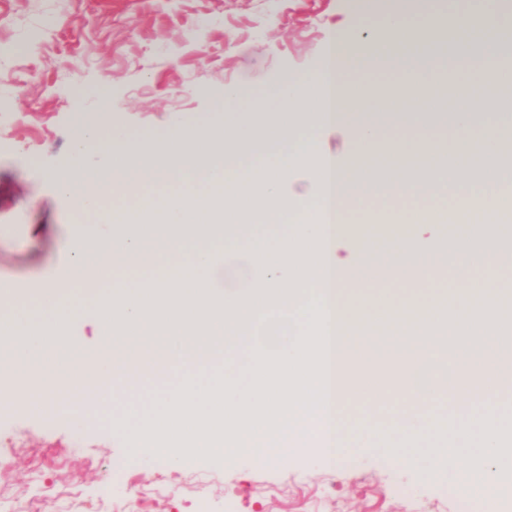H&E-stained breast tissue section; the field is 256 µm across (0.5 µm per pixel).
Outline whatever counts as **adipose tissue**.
Returning a JSON list of instances; mask_svg holds the SVG:
<instances>
[{
    "mask_svg": "<svg viewBox=\"0 0 512 512\" xmlns=\"http://www.w3.org/2000/svg\"><path fill=\"white\" fill-rule=\"evenodd\" d=\"M488 24L500 30L493 11H477L456 0L452 22L425 7L414 14L393 8L382 36L363 45L357 28L339 27L314 73L291 78L278 105L260 96L224 89V134L188 138L170 130L161 149L128 139L114 149L99 122L85 124L72 151H93L98 165L55 175L59 194L80 210L95 211L103 196L121 197L147 186V201L118 224H75L70 264L75 278L97 284L91 311L59 309L53 289L40 304L14 303L0 313V336L10 345L0 368L15 374L47 351L69 356L65 371H39L17 379L12 400L41 392L69 419L93 411L133 426L141 447L154 449L183 467L199 456L234 459L252 454L285 462L307 449L335 460L355 448H397L402 465L423 436L435 438V467L447 456H467L468 444L448 440V420L431 414L422 389L431 369L449 402H467L475 390L512 385V365L498 358L456 356L448 366L431 364L427 348L378 361L362 350L364 337L416 339L438 332L478 333L512 350V309L502 310L506 292L491 286L458 294L452 303L398 301L379 294L350 299L348 285L366 275L415 280L448 269L463 271L489 256L512 255V160L498 130L473 128L468 109L456 110L451 136L429 124L410 133L381 137L359 123L370 109L396 110L367 88L348 94V70L382 67L426 72L439 64L428 47L460 44L461 32ZM487 66L476 86L458 84L454 95L485 98L498 89L495 108L512 111V53L500 39L481 43ZM336 141L323 149L321 136ZM478 143L479 159L468 146ZM439 190L459 204L458 235L396 237L385 256L361 243L356 219L368 215L377 195ZM222 240L215 249L213 240ZM172 263L154 270L156 259ZM148 277L127 280L125 269ZM88 317L92 336L74 340L66 321ZM263 327L269 345L247 376L221 375L209 386L191 376L168 383L142 423L131 425L134 372L165 373L173 361L189 367L224 357L238 366L239 349L251 348ZM108 346L109 394L87 398L80 355ZM411 399L409 413L394 416L382 432L367 435L365 422L344 409L372 386ZM481 446L495 464L472 472L476 488H500L497 462L512 461V420L494 411L482 418Z\"/></svg>",
    "mask_w": 512,
    "mask_h": 512,
    "instance_id": "1",
    "label": "adipose tissue"
}]
</instances>
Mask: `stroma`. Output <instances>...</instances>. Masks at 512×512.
Here are the masks:
<instances>
[{
	"instance_id": "obj_1",
	"label": "stroma",
	"mask_w": 512,
	"mask_h": 512,
	"mask_svg": "<svg viewBox=\"0 0 512 512\" xmlns=\"http://www.w3.org/2000/svg\"><path fill=\"white\" fill-rule=\"evenodd\" d=\"M396 1L415 7V0H0V226L21 228L0 235V286L27 303L48 284L83 297L68 232L83 215L57 193L53 177L75 165L71 146L85 122L101 120L108 134L117 118L132 138L149 142L175 123L223 122L225 87L276 100L288 79L316 70L336 26L366 14L369 34H377ZM483 68L466 59L452 72L355 71L349 81L381 93L405 86L449 93ZM360 119L384 135L423 121L441 133L453 126L449 112L372 111ZM485 285L512 287V265L451 270L417 284L368 280L354 289L449 301ZM487 407L512 415V394L478 392L466 406L434 399V414L469 423L475 448L448 457L436 475L427 438L408 467L393 451L363 448L329 466L308 450L281 463L245 455L180 468L158 462L96 413L65 420L14 402L0 415V512H24L31 491L48 512H112L117 503L135 512H459L441 490L489 466L478 450ZM329 488L332 507L323 496Z\"/></svg>"
}]
</instances>
